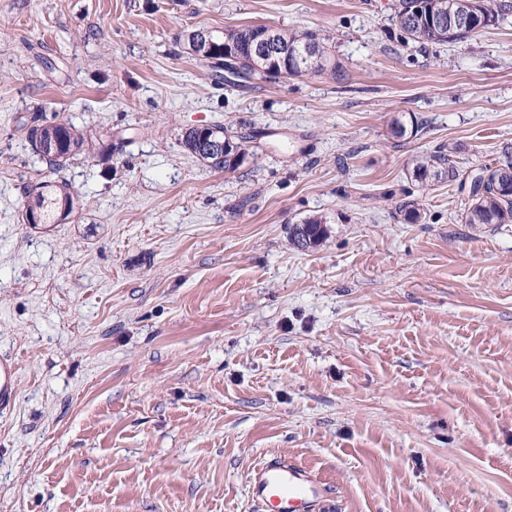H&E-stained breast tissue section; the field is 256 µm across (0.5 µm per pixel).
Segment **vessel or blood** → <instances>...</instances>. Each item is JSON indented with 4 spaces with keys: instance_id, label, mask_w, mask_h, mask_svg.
I'll return each instance as SVG.
<instances>
[{
    "instance_id": "1",
    "label": "vessel or blood",
    "mask_w": 512,
    "mask_h": 512,
    "mask_svg": "<svg viewBox=\"0 0 512 512\" xmlns=\"http://www.w3.org/2000/svg\"><path fill=\"white\" fill-rule=\"evenodd\" d=\"M16 368L0 361V409L14 400ZM250 493L260 512H322L328 495L321 481L306 466L271 457L255 467L250 475Z\"/></svg>"
}]
</instances>
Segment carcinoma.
Here are the masks:
<instances>
[{"label":"carcinoma","mask_w":512,"mask_h":512,"mask_svg":"<svg viewBox=\"0 0 512 512\" xmlns=\"http://www.w3.org/2000/svg\"><path fill=\"white\" fill-rule=\"evenodd\" d=\"M473 13L479 22L464 28L448 26V15L455 13ZM512 16V0H399L395 12V25L400 31L404 43H417L423 46L444 43H465L481 32ZM266 26L250 25L224 30L221 41L230 49L240 51L242 60L241 80L234 86L241 89L253 87L254 80H270V72H261L252 68L247 49L258 42ZM278 38L292 50L306 46L310 55L306 61V71L295 69V63L283 58L277 60V72H286L290 76H303L309 72L329 73L339 77V66L331 61L328 48L323 39L314 31L293 32L277 30ZM41 136L54 139L57 154L45 160L52 176L65 169L71 159L85 146V137L75 125L60 120L56 125H47ZM411 177L421 185L431 181L446 180L470 182V202L464 208L461 222L464 224H512V193L502 191L501 182L512 180V146L503 145L501 158L494 166H482L462 174L455 160L453 148L439 147L432 153L419 156L413 164ZM72 198L69 184L52 178L41 182V191L29 198V203L40 209L46 223L55 222L61 203ZM312 243H319L326 235L327 228L321 217H309L302 221Z\"/></svg>","instance_id":"carcinoma-1"}]
</instances>
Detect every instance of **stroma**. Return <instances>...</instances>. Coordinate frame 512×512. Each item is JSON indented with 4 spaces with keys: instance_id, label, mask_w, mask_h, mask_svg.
<instances>
[{
    "instance_id": "35a3bbf8",
    "label": "stroma",
    "mask_w": 512,
    "mask_h": 512,
    "mask_svg": "<svg viewBox=\"0 0 512 512\" xmlns=\"http://www.w3.org/2000/svg\"><path fill=\"white\" fill-rule=\"evenodd\" d=\"M396 3L0 0V512H257L273 455L328 512H512V224L410 179L512 143V19L423 47ZM259 24L317 32L340 79L244 91L186 51ZM60 119L94 148L68 223L33 227L28 129ZM215 125L250 139L234 173L182 143ZM16 368L11 361H0V409L10 408L14 400Z\"/></svg>"
}]
</instances>
